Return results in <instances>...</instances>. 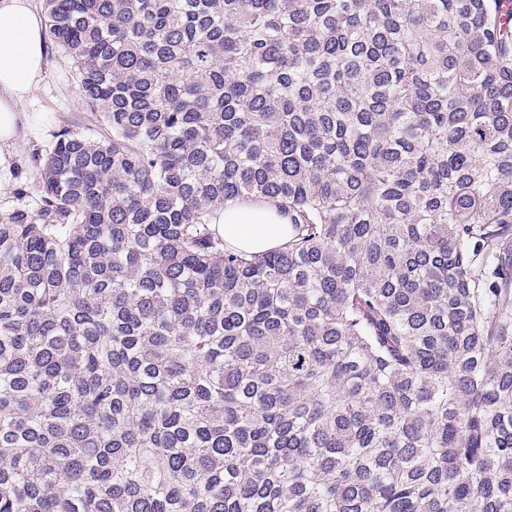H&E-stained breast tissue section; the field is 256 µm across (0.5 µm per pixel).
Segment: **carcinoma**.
Masks as SVG:
<instances>
[{
    "mask_svg": "<svg viewBox=\"0 0 512 512\" xmlns=\"http://www.w3.org/2000/svg\"><path fill=\"white\" fill-rule=\"evenodd\" d=\"M44 12L103 136L0 215V512H512V0ZM224 240L247 251L264 252L288 239V218L273 206L261 209L232 204L224 210Z\"/></svg>",
    "mask_w": 512,
    "mask_h": 512,
    "instance_id": "obj_1",
    "label": "carcinoma"
}]
</instances>
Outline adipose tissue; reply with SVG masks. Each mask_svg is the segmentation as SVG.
<instances>
[{
	"label": "adipose tissue",
	"instance_id": "obj_1",
	"mask_svg": "<svg viewBox=\"0 0 512 512\" xmlns=\"http://www.w3.org/2000/svg\"><path fill=\"white\" fill-rule=\"evenodd\" d=\"M48 66L46 30L32 0H0V165L20 137L21 103L37 90ZM288 219L275 207L233 204L224 211V239L264 252L288 238Z\"/></svg>",
	"mask_w": 512,
	"mask_h": 512
}]
</instances>
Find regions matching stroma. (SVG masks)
I'll list each match as a JSON object with an SVG mask.
<instances>
[{
	"instance_id": "1",
	"label": "stroma",
	"mask_w": 512,
	"mask_h": 512,
	"mask_svg": "<svg viewBox=\"0 0 512 512\" xmlns=\"http://www.w3.org/2000/svg\"><path fill=\"white\" fill-rule=\"evenodd\" d=\"M48 69L31 101L22 105L27 124L5 174L0 175V214L18 204L34 205L39 162L63 127L83 134H97L90 113L85 112L76 76L61 51L48 45Z\"/></svg>"
}]
</instances>
